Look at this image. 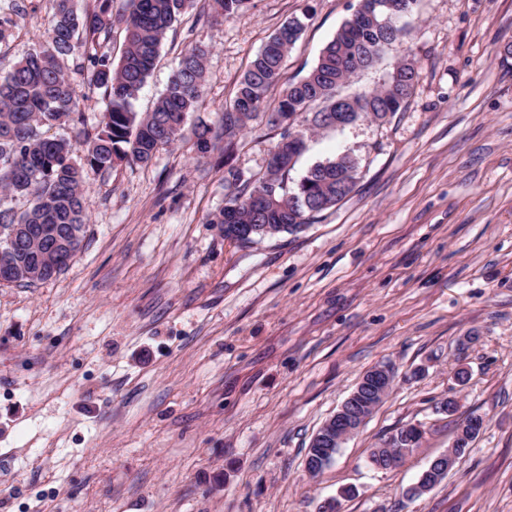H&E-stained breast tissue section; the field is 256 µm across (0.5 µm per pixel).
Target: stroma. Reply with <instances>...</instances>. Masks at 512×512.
I'll return each instance as SVG.
<instances>
[{
	"mask_svg": "<svg viewBox=\"0 0 512 512\" xmlns=\"http://www.w3.org/2000/svg\"><path fill=\"white\" fill-rule=\"evenodd\" d=\"M21 3L0 74L50 25L52 0ZM310 4L283 67L298 81L358 0H251L221 24L194 6L135 111L200 44L205 103L188 121H213ZM407 22L342 92L375 89L405 56L412 96L309 140L289 184L347 153L357 186L300 231L225 239L207 221L224 169L188 136L86 179L83 250L52 280L0 286V512H512V0H418ZM278 139L241 136L234 166L262 174ZM381 363L396 372L388 395L311 476L312 436ZM449 397L456 414L438 412ZM473 411L486 423L469 452L406 498ZM410 424L418 448L372 467L370 450Z\"/></svg>",
	"mask_w": 512,
	"mask_h": 512,
	"instance_id": "1",
	"label": "stroma"
}]
</instances>
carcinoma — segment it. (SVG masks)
<instances>
[{"label":"carcinoma","mask_w":512,"mask_h":512,"mask_svg":"<svg viewBox=\"0 0 512 512\" xmlns=\"http://www.w3.org/2000/svg\"><path fill=\"white\" fill-rule=\"evenodd\" d=\"M195 0H91L80 10L75 0H54L50 26L7 75L0 78V261L11 270L9 283L41 281L40 269L62 272L72 256L63 245L56 251L44 242L58 233H70L77 242L85 238L88 210L81 193L92 173L124 163H149L159 149L183 137L187 115L204 104V84L209 50L191 45L164 93L148 112L133 104L155 67L167 32L194 5ZM207 16L214 21L237 18L251 0H205ZM417 0H358L374 14L359 17L355 10L324 46L306 76L288 84L273 111H266L267 95L278 86L285 58L300 38L304 23L297 17L284 21L269 37L240 78L233 100L217 114L214 123H197L191 134L198 153L224 156V185L229 198L209 223L220 226L224 237L249 225L252 238L296 232L315 215L331 209L353 193L357 162L348 154L313 165L293 189L288 174L307 150L309 111H350L352 121H383L398 112L411 97L417 78L413 61L400 62L380 89L354 96L359 107L336 105L337 89L356 72L374 65L384 49L398 41L400 20L412 14ZM123 33L119 60L112 57V37ZM72 60V71L64 61ZM88 93L78 95L73 76ZM103 104L99 126L74 145L64 135L49 133L54 127L83 121L92 94ZM288 119L273 147L274 162L264 174L245 177L230 165L237 137L254 122L277 129L273 114ZM26 199L18 212L15 198ZM422 433L410 429L392 435L402 456L418 447Z\"/></svg>","instance_id":"carcinoma-1"}]
</instances>
